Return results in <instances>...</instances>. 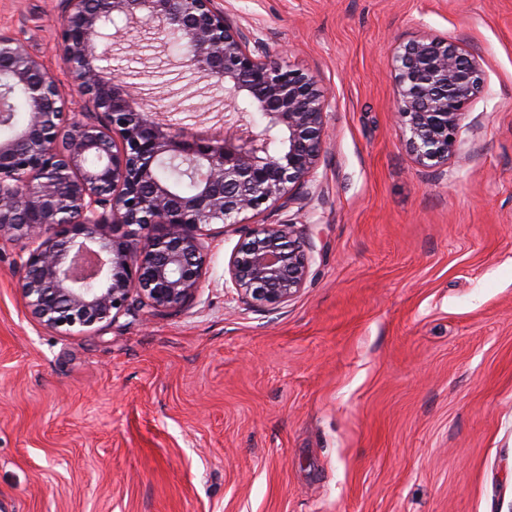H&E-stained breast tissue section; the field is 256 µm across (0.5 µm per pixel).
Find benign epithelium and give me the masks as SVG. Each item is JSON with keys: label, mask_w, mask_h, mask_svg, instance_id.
<instances>
[{"label": "benign epithelium", "mask_w": 512, "mask_h": 512, "mask_svg": "<svg viewBox=\"0 0 512 512\" xmlns=\"http://www.w3.org/2000/svg\"><path fill=\"white\" fill-rule=\"evenodd\" d=\"M62 4V60L95 120L67 118L68 101L42 60L0 31V74L10 79L0 84V119L13 90L30 103L27 124L0 141V239L35 244L22 260L27 305L44 325L69 331L194 299L207 271V227L240 224L264 205L288 207L315 169L328 96L312 74L281 64L267 42L230 24L215 0ZM143 18L177 36L181 64L223 87L225 108L247 102L262 124H232L209 137L187 133L161 110H138L125 82L100 62ZM391 76L407 151L422 167L448 165L483 85L479 62L455 42L422 35L396 48ZM166 157L200 170L191 193L157 178L156 162ZM309 268L288 223L252 225L228 261L238 297L267 308L296 296Z\"/></svg>", "instance_id": "benign-epithelium-1"}]
</instances>
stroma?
Returning <instances> with one entry per match:
<instances>
[{"instance_id": "stroma-1", "label": "stroma", "mask_w": 512, "mask_h": 512, "mask_svg": "<svg viewBox=\"0 0 512 512\" xmlns=\"http://www.w3.org/2000/svg\"><path fill=\"white\" fill-rule=\"evenodd\" d=\"M60 0L0 29L83 101ZM332 98L318 165L256 215L309 243L276 308L225 286L245 225H213L196 298L85 331L35 319L0 244V512H512V0H215ZM424 34L481 65L448 164L419 166L388 59ZM111 64L134 99L218 130L213 92L149 29Z\"/></svg>"}]
</instances>
